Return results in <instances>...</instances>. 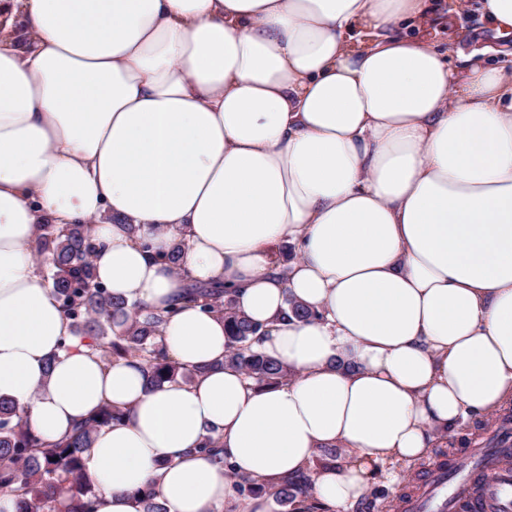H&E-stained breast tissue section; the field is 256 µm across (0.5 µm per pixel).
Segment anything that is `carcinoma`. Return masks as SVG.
Returning a JSON list of instances; mask_svg holds the SVG:
<instances>
[{"label":"carcinoma","instance_id":"1","mask_svg":"<svg viewBox=\"0 0 512 512\" xmlns=\"http://www.w3.org/2000/svg\"><path fill=\"white\" fill-rule=\"evenodd\" d=\"M90 232L89 224H44L39 241L38 254L49 263L54 293L75 333L94 339L93 349L107 364L129 357L140 359L153 387L177 378H194V372L169 359L157 342L160 327L175 309L156 312L130 306L95 282L93 254L87 244ZM184 300L204 312L224 316L228 330L225 363L260 384L288 379L286 367L253 349L260 327L236 310L230 297L193 289ZM121 416L123 411L106 406L78 422L66 437L46 442L26 426L14 403L0 399V495L16 498L19 512H95V487L85 469V455L95 431ZM311 485V477L302 474L275 486V495L287 503L308 494ZM65 486L72 494L64 500L59 491ZM137 495L142 512H167L152 490L142 489Z\"/></svg>","mask_w":512,"mask_h":512}]
</instances>
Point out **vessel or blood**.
<instances>
[{
    "instance_id": "obj_1",
    "label": "vessel or blood",
    "mask_w": 512,
    "mask_h": 512,
    "mask_svg": "<svg viewBox=\"0 0 512 512\" xmlns=\"http://www.w3.org/2000/svg\"><path fill=\"white\" fill-rule=\"evenodd\" d=\"M503 451L495 464L461 478L438 471L425 497L404 502V512H451L468 506L470 512H512V436H502Z\"/></svg>"
}]
</instances>
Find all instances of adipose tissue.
Masks as SVG:
<instances>
[{
  "instance_id": "ef3b65f1",
  "label": "adipose tissue",
  "mask_w": 512,
  "mask_h": 512,
  "mask_svg": "<svg viewBox=\"0 0 512 512\" xmlns=\"http://www.w3.org/2000/svg\"><path fill=\"white\" fill-rule=\"evenodd\" d=\"M441 23L432 0H0V398L50 441L125 409L86 454L95 512H142L140 488L279 512L236 478L306 471L299 512H348L512 404V69L453 64L419 32ZM46 222L93 225L113 295L175 308L158 343L193 382L75 335L34 260ZM194 285L290 379L225 365Z\"/></svg>"
}]
</instances>
